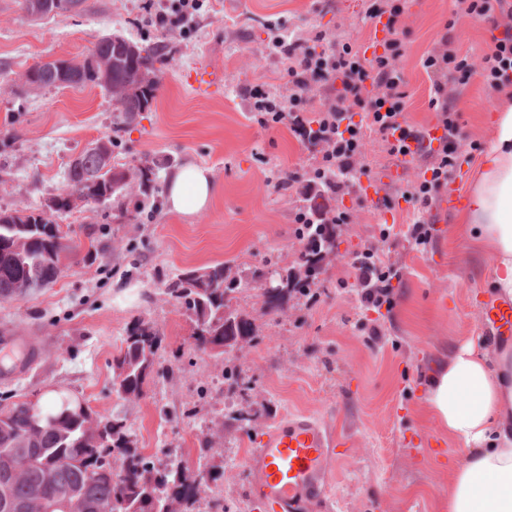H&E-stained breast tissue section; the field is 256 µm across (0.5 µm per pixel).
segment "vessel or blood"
<instances>
[{"instance_id":"b4317fda","label":"vessel or blood","mask_w":512,"mask_h":512,"mask_svg":"<svg viewBox=\"0 0 512 512\" xmlns=\"http://www.w3.org/2000/svg\"><path fill=\"white\" fill-rule=\"evenodd\" d=\"M187 80L195 89L217 90L220 73L205 66L189 72ZM404 166H390L383 177L359 181L355 194L362 200L380 202L386 187L404 177ZM481 314L484 333L496 342L512 341V298L489 297L483 300ZM22 350L20 361L0 368V379L13 380L25 375L38 361L40 348L22 336L0 335V350ZM337 441L327 426L314 419L293 417L267 431L251 451L247 467L249 497L262 512H307L311 502L323 501L329 476L325 460L335 455Z\"/></svg>"}]
</instances>
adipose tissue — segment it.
<instances>
[{"mask_svg": "<svg viewBox=\"0 0 512 512\" xmlns=\"http://www.w3.org/2000/svg\"><path fill=\"white\" fill-rule=\"evenodd\" d=\"M491 143L458 214V231L494 261L493 287L512 296V92L488 120ZM214 195L210 170L186 164L166 176L170 212L193 215ZM428 414L465 447L450 470L448 512H512V351L497 359L473 342L459 345L427 381Z\"/></svg>", "mask_w": 512, "mask_h": 512, "instance_id": "1", "label": "adipose tissue"}]
</instances>
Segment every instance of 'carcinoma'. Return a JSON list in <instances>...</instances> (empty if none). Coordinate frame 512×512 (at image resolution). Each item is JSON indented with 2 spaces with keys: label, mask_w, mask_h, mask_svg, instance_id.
Instances as JSON below:
<instances>
[{
  "label": "carcinoma",
  "mask_w": 512,
  "mask_h": 512,
  "mask_svg": "<svg viewBox=\"0 0 512 512\" xmlns=\"http://www.w3.org/2000/svg\"><path fill=\"white\" fill-rule=\"evenodd\" d=\"M97 63H68L60 76L58 62L37 63L22 75L35 88L82 87L104 89L125 122L150 109L156 97V72L165 64L157 50L134 43L121 35L102 37L95 45ZM113 141L85 156L79 167H70L55 213L70 211L77 201L105 203L138 192L130 213L135 219L153 194L154 168L126 169L112 164ZM305 247L299 272L278 266L257 278H267L263 307L284 310L288 298L302 295L316 285L325 270L326 258L336 252V225L303 224ZM66 234L44 211L0 212V300L8 301L55 282L62 272ZM243 280L230 265L215 263L187 270L168 281L164 294L189 312L198 329L196 345L224 361V380L239 385L241 371L227 354L251 342L256 326L233 306L242 292ZM222 345L223 351L214 350ZM161 337L157 326L143 319L127 325L112 369L124 373L119 394L137 399L158 374L157 354ZM63 402L50 408L57 417L42 431L28 427V404L18 403L0 413V512L3 504L35 498L61 503L76 497L86 512H98L102 504L112 512H197L205 477L180 463L162 467L143 455L133 439L132 424L125 415L102 413L76 417L62 415ZM128 461L126 471L116 466Z\"/></svg>",
  "instance_id": "carcinoma-1"
}]
</instances>
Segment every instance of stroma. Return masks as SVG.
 Wrapping results in <instances>:
<instances>
[{
	"instance_id": "stroma-1",
	"label": "stroma",
	"mask_w": 512,
	"mask_h": 512,
	"mask_svg": "<svg viewBox=\"0 0 512 512\" xmlns=\"http://www.w3.org/2000/svg\"><path fill=\"white\" fill-rule=\"evenodd\" d=\"M172 0H79L67 13L41 18L20 0H0V211L42 208L66 183L69 159L91 143L114 142L115 165H150L157 187L186 163L211 169L217 185L213 206L191 216L152 215L128 221L110 201L78 206L56 216L69 254L50 286L0 301V330L28 336L41 358L22 378L0 382V409L65 393L92 410L128 416L136 445L149 457L177 449L193 471L203 470L198 448L217 422L230 421L248 403L264 410L242 428L231 424L213 459L222 476L212 485L227 512H259L247 495L246 458L265 430L306 414L328 422L345 452L327 463L323 512H448V466L462 446L426 414V380L461 342L483 343L478 301L490 293L492 260L474 255L456 227L454 211L432 200L434 225L426 250L413 249L405 232L411 209L395 212L384 226L377 205L334 197L350 223L336 228L338 249L314 286L316 300L294 295L277 314L262 310V290L252 278L268 261L295 266L304 243L295 235L296 191L272 183L293 172L307 176L313 151L288 128L262 129L244 90L264 83L287 91L283 60L268 54L272 33L312 41L324 31L363 44L371 37L364 0H211L192 29L160 33L147 26L150 9ZM454 0H409L399 68L408 99L404 116L419 127L436 122L429 107L430 76L421 58L445 32ZM117 34L156 47L166 64L149 111L121 122L107 92L96 85L29 90L17 83L38 62H80L99 37ZM206 64L221 71L224 86L198 96L185 75ZM461 118L462 148L448 175L471 191L490 134L481 122L499 98L481 82L449 86ZM374 247L402 277L391 311L362 307L352 262ZM216 262L238 266L246 283L237 308L254 318L258 337L235 356L250 388L229 387L224 363L200 349L192 321L163 293L183 270ZM152 321L162 334L159 379L140 398L113 389L112 358L126 326Z\"/></svg>"
}]
</instances>
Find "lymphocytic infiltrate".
<instances>
[{"instance_id": "f902f5d3", "label": "lymphocytic infiltrate", "mask_w": 512, "mask_h": 512, "mask_svg": "<svg viewBox=\"0 0 512 512\" xmlns=\"http://www.w3.org/2000/svg\"><path fill=\"white\" fill-rule=\"evenodd\" d=\"M406 4L407 0H369L367 18L385 19L391 33L382 52L373 56L367 55L362 45L331 38L323 31L316 35L317 42L323 45L319 51L306 47L297 38L277 36L269 42V55L287 62L288 92L277 96L261 84L246 89L251 111L261 127L274 129L285 124L295 134L321 146L310 179L303 182L298 175L286 173L275 182V190L296 187L308 197L323 189L339 196L352 194L367 172L359 159L368 134L379 137L389 156L410 155L409 144L419 139L420 131L403 117L405 81L397 66L404 53L400 34ZM504 16H512V0H455L446 34L438 49L422 62L433 77L429 103L446 136L428 153L429 175L406 182L396 196L382 199L383 206L390 209L402 200L418 210V217L407 231L415 246L430 243L433 226L420 212L447 185L448 174L456 168L459 158L460 114L448 95L449 83L465 86L478 78L491 91L512 84L511 34L493 38L489 52L474 56L451 49V33L467 21L487 22L496 29ZM399 130L404 136L398 140L394 134ZM352 266L361 287L362 304L394 307L393 282L401 277L396 266L376 261L371 248L357 255Z\"/></svg>"}]
</instances>
